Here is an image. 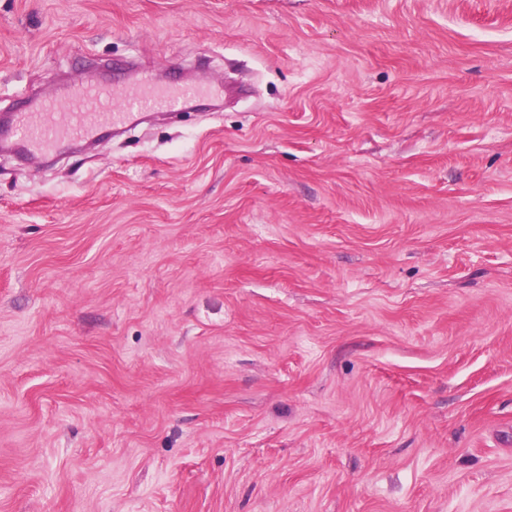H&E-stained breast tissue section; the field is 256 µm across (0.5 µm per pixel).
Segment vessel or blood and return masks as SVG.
Listing matches in <instances>:
<instances>
[{
	"label": "vessel or blood",
	"instance_id": "b4317fda",
	"mask_svg": "<svg viewBox=\"0 0 512 512\" xmlns=\"http://www.w3.org/2000/svg\"><path fill=\"white\" fill-rule=\"evenodd\" d=\"M218 92L213 84H160L149 74L122 88L76 82L64 92L67 110H60L53 98L29 102L26 108L14 113L10 135L24 154L37 158L71 140H94L104 129L131 122L137 113L177 109L186 101Z\"/></svg>",
	"mask_w": 512,
	"mask_h": 512
}]
</instances>
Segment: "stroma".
I'll return each instance as SVG.
<instances>
[{
	"label": "stroma",
	"instance_id": "obj_1",
	"mask_svg": "<svg viewBox=\"0 0 512 512\" xmlns=\"http://www.w3.org/2000/svg\"><path fill=\"white\" fill-rule=\"evenodd\" d=\"M0 512H512V0H0ZM219 92L214 84H159L151 74L122 88L76 82L62 95L68 99V112H60L54 98L30 101L26 108L13 114L10 135L24 154L37 158L67 141H92L106 128L131 122L139 112L177 109L186 101Z\"/></svg>",
	"mask_w": 512,
	"mask_h": 512
}]
</instances>
